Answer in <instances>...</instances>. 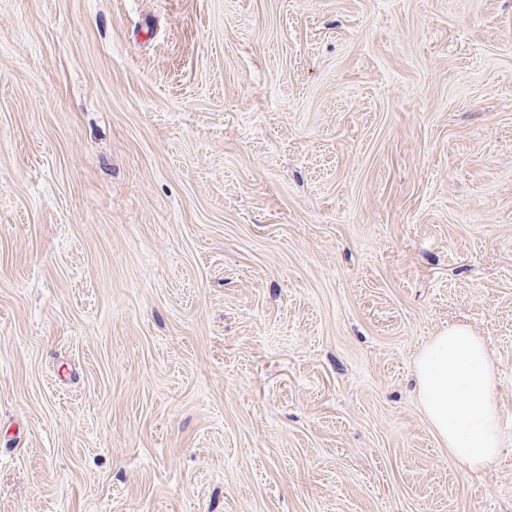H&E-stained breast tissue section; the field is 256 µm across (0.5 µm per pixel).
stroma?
<instances>
[{
    "instance_id": "1",
    "label": "stroma",
    "mask_w": 512,
    "mask_h": 512,
    "mask_svg": "<svg viewBox=\"0 0 512 512\" xmlns=\"http://www.w3.org/2000/svg\"><path fill=\"white\" fill-rule=\"evenodd\" d=\"M512 0H0V512H512ZM419 402L454 457L481 466L500 450L494 367L483 341L467 327L433 336L416 360Z\"/></svg>"
}]
</instances>
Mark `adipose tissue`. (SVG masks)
I'll return each instance as SVG.
<instances>
[{
	"label": "adipose tissue",
	"instance_id": "obj_1",
	"mask_svg": "<svg viewBox=\"0 0 512 512\" xmlns=\"http://www.w3.org/2000/svg\"><path fill=\"white\" fill-rule=\"evenodd\" d=\"M415 376L421 407L454 457L480 466L498 454L494 367L478 336L452 326L432 337L417 357Z\"/></svg>",
	"mask_w": 512,
	"mask_h": 512
}]
</instances>
